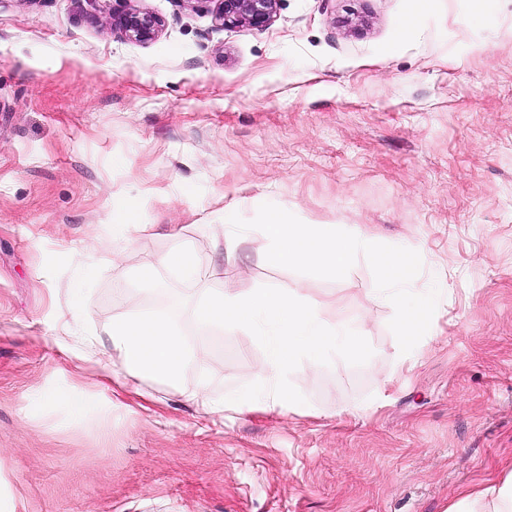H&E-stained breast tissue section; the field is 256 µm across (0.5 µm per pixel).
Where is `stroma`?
<instances>
[{"label":"stroma","instance_id":"stroma-1","mask_svg":"<svg viewBox=\"0 0 512 512\" xmlns=\"http://www.w3.org/2000/svg\"><path fill=\"white\" fill-rule=\"evenodd\" d=\"M114 5L0 0V512H448L511 471L512 0H428L407 33L417 0H279L262 29L222 27L214 0H130L164 21L149 43ZM265 202L420 245L440 298L411 353L368 263L300 274L258 230L227 261L225 206ZM177 246L199 276L140 282ZM230 278L297 286L372 358L301 369L306 404L212 423L187 389L223 401L266 358L194 316ZM132 310L200 351L179 384L117 392L56 345L73 315L98 336ZM122 215L112 224V243L130 248L135 243L134 232L140 228L137 223L135 211L132 208H123Z\"/></svg>","mask_w":512,"mask_h":512}]
</instances>
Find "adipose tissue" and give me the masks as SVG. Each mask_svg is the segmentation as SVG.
Here are the masks:
<instances>
[{
    "label": "adipose tissue",
    "mask_w": 512,
    "mask_h": 512,
    "mask_svg": "<svg viewBox=\"0 0 512 512\" xmlns=\"http://www.w3.org/2000/svg\"><path fill=\"white\" fill-rule=\"evenodd\" d=\"M78 333L77 321L65 322L57 340L59 349L101 377L113 379L127 388L130 378L161 376L179 382L193 350L162 314L127 315L105 329L106 343L76 349L72 343ZM119 358L125 374L114 376L110 362ZM448 512H512V473L501 482L461 494Z\"/></svg>",
    "instance_id": "1"
}]
</instances>
